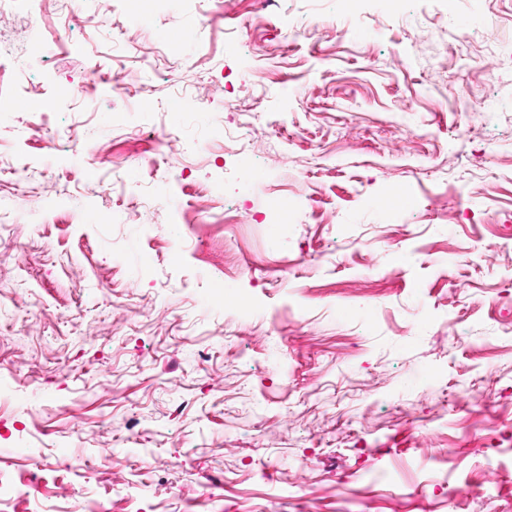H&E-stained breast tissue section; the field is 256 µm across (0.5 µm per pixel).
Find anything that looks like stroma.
I'll use <instances>...</instances> for the list:
<instances>
[{"mask_svg":"<svg viewBox=\"0 0 512 512\" xmlns=\"http://www.w3.org/2000/svg\"><path fill=\"white\" fill-rule=\"evenodd\" d=\"M252 10L0 15V512H512V0Z\"/></svg>","mask_w":512,"mask_h":512,"instance_id":"35a3bbf8","label":"stroma"}]
</instances>
